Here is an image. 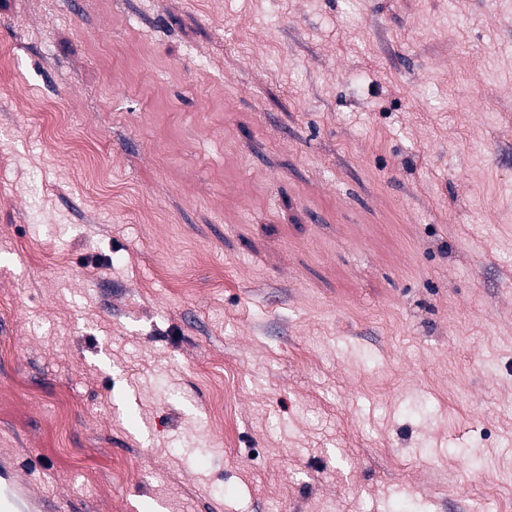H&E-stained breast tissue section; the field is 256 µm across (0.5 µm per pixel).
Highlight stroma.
<instances>
[{"label": "stroma", "instance_id": "1", "mask_svg": "<svg viewBox=\"0 0 512 512\" xmlns=\"http://www.w3.org/2000/svg\"><path fill=\"white\" fill-rule=\"evenodd\" d=\"M1 455L61 512H512V0H0Z\"/></svg>", "mask_w": 512, "mask_h": 512}]
</instances>
